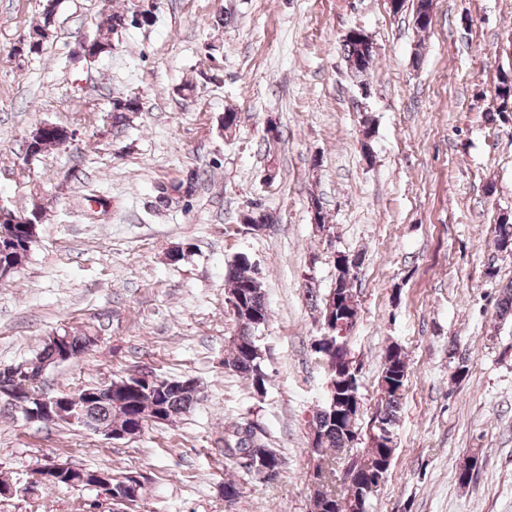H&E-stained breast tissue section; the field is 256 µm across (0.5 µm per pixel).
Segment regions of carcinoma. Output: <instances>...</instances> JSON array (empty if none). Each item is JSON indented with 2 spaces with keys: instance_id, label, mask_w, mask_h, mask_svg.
<instances>
[{
  "instance_id": "1",
  "label": "carcinoma",
  "mask_w": 512,
  "mask_h": 512,
  "mask_svg": "<svg viewBox=\"0 0 512 512\" xmlns=\"http://www.w3.org/2000/svg\"><path fill=\"white\" fill-rule=\"evenodd\" d=\"M56 0H46L43 9L42 24L33 28L23 46L28 54L37 55L42 50L45 41L51 36L55 23ZM125 14L113 12L108 15L106 24L99 28L98 34L93 38L99 54L104 55L112 51V35L125 29ZM344 52L350 69L359 76L368 75L374 62V55L362 52L360 42L351 38L344 41ZM139 111L136 99L133 97L117 99L112 102V122L119 124L128 118L129 113ZM68 138V131L58 125L51 124L45 129L44 140L38 153L54 149ZM494 243L501 252L512 253V219L505 216L494 227ZM35 241H29L21 235L17 224H7L0 221V280L14 275L17 269L25 262ZM360 264V257L347 259L343 263H335L336 279L333 291L336 293V309L333 311V320H347V328L356 323L359 307L353 294L354 270ZM225 278L229 283L227 299L240 300L237 304L235 320L237 322V335L231 341L230 351L224 358V366L246 377L251 382L254 391L266 387L267 374L262 366V355L254 339L257 329L256 321L259 318L269 319V312L265 302L263 283L258 277L248 257L236 258L227 268ZM497 316L504 320L512 318V283L506 285L497 302ZM335 341L342 344L341 356H328L323 349L317 348L315 352L321 355L329 371V385L331 392L335 393V401L344 403L351 395L349 387L345 386V376L348 374L350 356L347 337L335 336ZM407 365L402 349L397 345L387 347L380 377L381 407L376 414V434H390L398 421L400 399L407 380ZM19 381L29 386L34 393H43L39 370L24 368L19 372ZM95 399H85L79 396L74 404L80 407L85 424H97L123 428L131 426L144 430L150 422L170 423L180 414L186 412L194 402L198 387L194 379H188L184 384L180 380L174 381L170 386L161 389H140L132 391L118 378L112 381V389H97ZM315 436L318 439L316 454L321 457L324 464L316 467L314 475L324 482L325 493L321 502L311 501V512H352V492L343 488H336V469L334 463L335 453L348 447L350 436L355 431L356 421L347 417L337 418L330 408L322 409L313 417L312 421ZM395 448H382L378 442L373 441L367 448L361 449L350 470L344 473L343 480L350 482L356 491H361L360 482L369 476H375L378 471L380 458L394 454ZM248 453L255 462L252 473L261 475L266 469L280 470L282 461L273 448L267 447L264 435L256 433L250 426H233L232 434L224 441V456L234 459L238 453Z\"/></svg>"
}]
</instances>
